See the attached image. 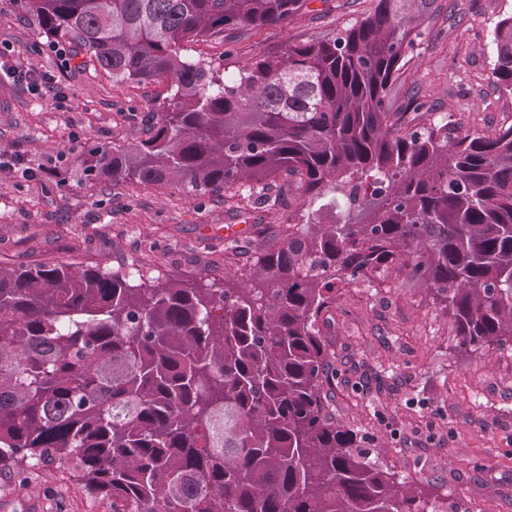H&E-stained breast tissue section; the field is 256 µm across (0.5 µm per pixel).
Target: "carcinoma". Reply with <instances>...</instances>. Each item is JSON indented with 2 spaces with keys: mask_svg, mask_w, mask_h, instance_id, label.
Instances as JSON below:
<instances>
[{
  "mask_svg": "<svg viewBox=\"0 0 512 512\" xmlns=\"http://www.w3.org/2000/svg\"><path fill=\"white\" fill-rule=\"evenodd\" d=\"M20 2L113 81L168 82L147 128L89 149L85 171L191 192L246 183L258 205L294 186L308 220L222 288L0 265V470L56 469L112 512H437L329 414L319 327L336 288L399 266L457 348L512 341V124L455 135L392 111L436 0H375L354 26L232 76L231 35L308 0ZM200 41L223 59L191 55ZM492 43L512 96V13Z\"/></svg>",
  "mask_w": 512,
  "mask_h": 512,
  "instance_id": "cac0c4a2",
  "label": "carcinoma"
}]
</instances>
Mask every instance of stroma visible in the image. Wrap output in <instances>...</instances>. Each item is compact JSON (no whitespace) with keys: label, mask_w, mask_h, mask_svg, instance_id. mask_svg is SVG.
I'll return each instance as SVG.
<instances>
[{"label":"stroma","mask_w":512,"mask_h":512,"mask_svg":"<svg viewBox=\"0 0 512 512\" xmlns=\"http://www.w3.org/2000/svg\"><path fill=\"white\" fill-rule=\"evenodd\" d=\"M440 16L394 83L395 111L413 92L429 111L419 123L454 122L464 134H493L512 123L501 94L491 32L512 0H437ZM372 0H308L294 20L237 36L228 73L251 58L349 27ZM72 47L42 30L19 0H0V151L26 168L53 164L40 181L0 172V262L80 264L138 282L177 278L205 288L248 266L259 248L288 235V210L254 207L248 185L196 194L177 186L88 177L82 157L97 144H123L166 93L162 81L116 83L81 68ZM54 77L34 95L12 70ZM228 224H248L239 239ZM334 353L329 412L398 477L460 502L465 512H512V344L492 354L455 350L449 317L426 285L401 270L343 288L320 319ZM0 512H112L109 500L75 480L35 468L28 484L0 473Z\"/></svg>","instance_id":"obj_1"}]
</instances>
